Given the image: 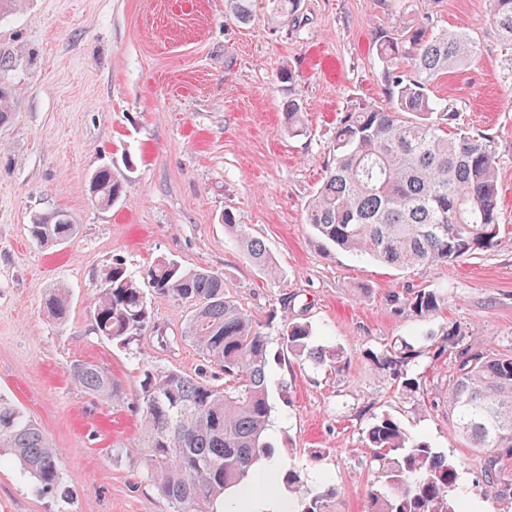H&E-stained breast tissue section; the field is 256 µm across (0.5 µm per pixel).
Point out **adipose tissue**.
I'll list each match as a JSON object with an SVG mask.
<instances>
[{"instance_id": "obj_1", "label": "adipose tissue", "mask_w": 512, "mask_h": 512, "mask_svg": "<svg viewBox=\"0 0 512 512\" xmlns=\"http://www.w3.org/2000/svg\"><path fill=\"white\" fill-rule=\"evenodd\" d=\"M283 478L281 463L261 462L249 482L233 493V512H288V499L282 492Z\"/></svg>"}]
</instances>
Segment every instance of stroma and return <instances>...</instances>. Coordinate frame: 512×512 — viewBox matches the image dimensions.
<instances>
[{
  "mask_svg": "<svg viewBox=\"0 0 512 512\" xmlns=\"http://www.w3.org/2000/svg\"><path fill=\"white\" fill-rule=\"evenodd\" d=\"M253 0L244 24L226 20L224 0H23L0 21V81L15 110L0 125V395L45 431L63 492H42L17 465L0 462V512H171L147 476L140 451L139 376L146 368L192 375L203 359L181 340L186 311L151 300V325L122 349L92 328L102 271L121 260L139 273L165 256L224 273L242 307L312 325L317 344L340 348L336 371L288 355L279 323H267L273 402L269 434L285 469L309 493L336 489L328 512H366L379 465L364 441L377 416L461 463L463 499L502 512L485 489L482 454L448 413L454 359L438 354L449 328L475 348L512 350V55L490 20V0H300L282 24ZM429 13L440 28H463L481 48L432 88L456 124L493 136L500 183V246L458 262L393 269L324 244L305 222L336 122L352 101L387 100L375 35L402 11ZM291 71L293 81L282 78ZM305 135L288 137L289 100ZM113 165L126 180L112 209L90 200L89 178ZM68 211L78 228L46 248L29 234L32 216ZM262 240L278 269L269 277L243 255L222 221ZM71 290L65 321L46 296ZM433 288L445 304L416 316L392 306L405 288ZM419 355L415 389L372 358L392 342ZM78 361L119 380L122 401L106 405L69 375Z\"/></svg>",
  "mask_w": 512,
  "mask_h": 512,
  "instance_id": "35a3bbf8",
  "label": "stroma"
}]
</instances>
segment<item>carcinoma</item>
I'll return each mask as SVG.
<instances>
[{"label": "carcinoma", "mask_w": 512, "mask_h": 512, "mask_svg": "<svg viewBox=\"0 0 512 512\" xmlns=\"http://www.w3.org/2000/svg\"><path fill=\"white\" fill-rule=\"evenodd\" d=\"M298 0H269V20L279 23L296 12ZM225 17L249 21L251 0H224ZM491 21L505 50H512V0H492ZM480 53L464 29L433 30L428 15L403 16L377 36L380 79L389 101L383 108L358 101L340 120L325 179L308 202L305 222L329 245L382 264L410 269L454 262L501 244L498 213V163L494 139L463 130L443 132L454 110L431 94L443 75L464 67ZM285 131L305 132L301 110L290 100ZM124 183L101 167L89 180L92 202L110 209ZM224 226L246 258L269 274L277 271L263 241L224 211ZM64 211L35 215L30 236L44 247L60 246L76 234ZM168 297L186 308L183 338L204 360L224 370V386L198 374L147 368L139 384L141 451L148 477L173 512H203L242 485L260 459L275 453L267 440L272 405L269 396L268 339L263 324L227 289L224 274L186 268L163 258L140 275L117 259L99 283L93 330L112 344L130 348L151 322L149 296ZM68 288L60 285L44 305L54 319L67 318ZM391 301L424 317L441 307L432 288H408ZM283 341L292 355L338 370L342 351L315 342L306 322L283 318ZM465 333L448 332L455 350L450 410L460 435L485 455L489 493L512 505V473L501 463L512 456V353L477 351L464 344ZM416 351L407 343L389 345L372 357L395 377ZM71 379L104 403L124 398L122 386L103 367L76 362ZM379 463L380 480L367 494V512H459V463L426 441H411L387 415L366 433ZM15 457L43 490H57V458L44 430L0 397V450ZM329 488L299 501V512H327Z\"/></svg>", "instance_id": "1"}]
</instances>
